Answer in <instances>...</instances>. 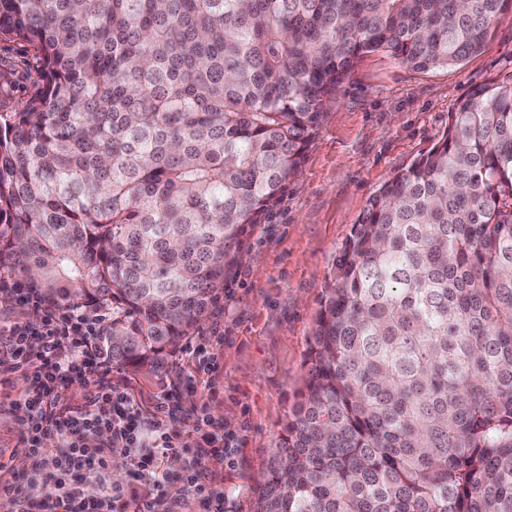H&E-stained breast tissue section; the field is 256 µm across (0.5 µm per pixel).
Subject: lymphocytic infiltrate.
Listing matches in <instances>:
<instances>
[{"label":"lymphocytic infiltrate","mask_w":512,"mask_h":512,"mask_svg":"<svg viewBox=\"0 0 512 512\" xmlns=\"http://www.w3.org/2000/svg\"><path fill=\"white\" fill-rule=\"evenodd\" d=\"M43 313L36 323L0 325V360L26 378L12 407L26 428L18 444L33 464V477L55 482L58 494L31 502L22 480L0 483V493L19 502L20 512H174V502L187 492L207 512H224V494L207 483L204 462L211 453L231 450V443L212 432L203 444L190 447L172 427L168 398H159L149 413L127 387L113 385L112 363L100 350V314L80 307H47ZM89 374L99 377V391L78 403L67 399L69 386ZM93 435L101 445L90 443ZM147 441L155 454L135 457V449ZM117 453L130 456L131 482L150 485V493L130 500L125 489L106 480ZM161 466L171 481L156 480ZM89 475L101 485L94 502L83 496L82 481Z\"/></svg>","instance_id":"1"}]
</instances>
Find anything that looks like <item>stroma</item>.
<instances>
[{"label":"stroma","instance_id":"35a3bbf8","mask_svg":"<svg viewBox=\"0 0 512 512\" xmlns=\"http://www.w3.org/2000/svg\"><path fill=\"white\" fill-rule=\"evenodd\" d=\"M13 84L0 97L11 112L40 81L30 52L0 42V70ZM512 77V11L483 49L463 63L415 70L373 52L360 57L336 92L311 142L299 177L267 223L249 226L247 259L232 270L224 293L200 328L158 373L113 365V383L144 406L176 390L174 427L199 438L195 407L234 444L232 460L210 457L209 482L224 492V512H253L282 424L304 388L309 336L336 258L369 200L405 172L448 129V115L476 87ZM24 386L0 372V478L29 474L16 443L21 425L9 410Z\"/></svg>","mask_w":512,"mask_h":512}]
</instances>
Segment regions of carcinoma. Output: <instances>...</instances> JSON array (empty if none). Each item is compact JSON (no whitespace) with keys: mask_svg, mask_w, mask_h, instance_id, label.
<instances>
[{"mask_svg":"<svg viewBox=\"0 0 512 512\" xmlns=\"http://www.w3.org/2000/svg\"><path fill=\"white\" fill-rule=\"evenodd\" d=\"M512 0H0L42 85L0 112V270L112 309V361L193 335L363 55L478 53ZM254 512H512V78L340 250Z\"/></svg>","mask_w":512,"mask_h":512,"instance_id":"cac0c4a2","label":"carcinoma"}]
</instances>
